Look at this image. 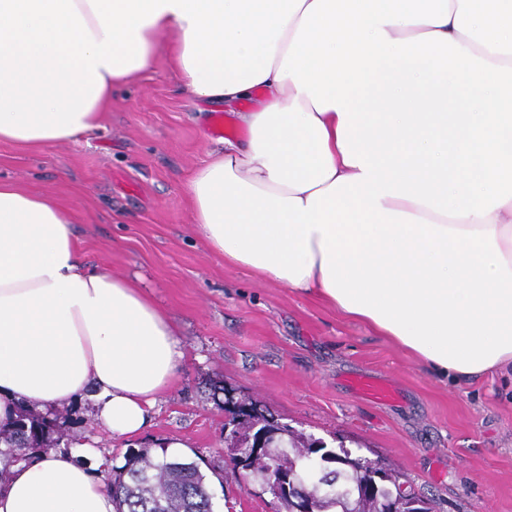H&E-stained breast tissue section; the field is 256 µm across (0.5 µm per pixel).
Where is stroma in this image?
Wrapping results in <instances>:
<instances>
[{
	"instance_id": "35a3bbf8",
	"label": "stroma",
	"mask_w": 512,
	"mask_h": 512,
	"mask_svg": "<svg viewBox=\"0 0 512 512\" xmlns=\"http://www.w3.org/2000/svg\"><path fill=\"white\" fill-rule=\"evenodd\" d=\"M149 70L113 89L100 126L40 150L0 141V180L54 200L73 221L81 261L135 281L168 317L183 352L177 380L143 431L111 437L76 410L77 432L102 454L176 439L204 473L228 464L215 383L261 402L296 429L358 443L395 466L435 512H512V377L445 381L370 327L316 296L225 265L194 222L185 187L219 148L213 113L237 120L260 99L226 105L186 93L166 44ZM386 382L379 401L352 382ZM219 512H275L245 480L213 485Z\"/></svg>"
}]
</instances>
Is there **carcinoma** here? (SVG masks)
Segmentation results:
<instances>
[{
    "mask_svg": "<svg viewBox=\"0 0 512 512\" xmlns=\"http://www.w3.org/2000/svg\"><path fill=\"white\" fill-rule=\"evenodd\" d=\"M68 410L42 413L36 405L19 408L15 417L0 426V482L9 467L26 462L34 452L68 450L79 439L67 424ZM269 425V411L261 409L231 426L225 442L244 451L248 438ZM317 439L284 425L279 447L252 456L248 474L255 481L288 477L298 481L313 500L315 512H383L395 499L411 500L418 507L408 512H434L431 501L405 487L400 473L381 463L384 478L377 494L363 491L370 479L367 460L358 450L340 441L326 446V455L309 453ZM121 466H112L106 489L116 512H215L211 484L199 464L171 456L165 445L128 448Z\"/></svg>",
    "mask_w": 512,
    "mask_h": 512,
    "instance_id": "obj_1",
    "label": "carcinoma"
}]
</instances>
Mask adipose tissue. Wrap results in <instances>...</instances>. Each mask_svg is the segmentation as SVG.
<instances>
[{
  "instance_id": "adipose-tissue-1",
  "label": "adipose tissue",
  "mask_w": 512,
  "mask_h": 512,
  "mask_svg": "<svg viewBox=\"0 0 512 512\" xmlns=\"http://www.w3.org/2000/svg\"><path fill=\"white\" fill-rule=\"evenodd\" d=\"M188 92L246 143L186 191L226 265L316 295L443 378L512 366V0H0V140L99 126L163 33ZM69 216L0 181V423L90 401L138 435L182 353L133 281L80 260ZM0 512H115L75 454L12 466Z\"/></svg>"
}]
</instances>
